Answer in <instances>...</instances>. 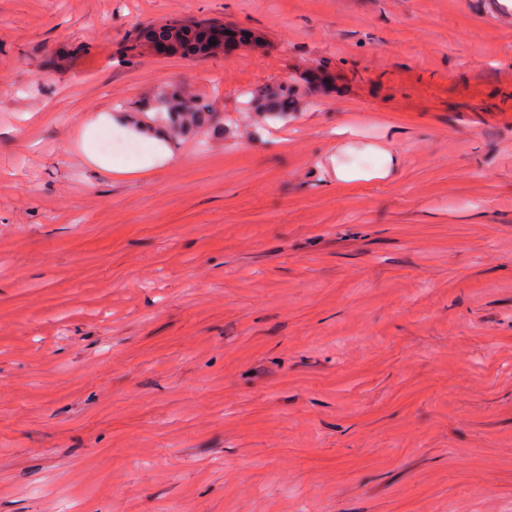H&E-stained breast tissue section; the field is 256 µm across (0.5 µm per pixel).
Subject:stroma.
<instances>
[{
  "instance_id": "stroma-1",
  "label": "stroma",
  "mask_w": 512,
  "mask_h": 512,
  "mask_svg": "<svg viewBox=\"0 0 512 512\" xmlns=\"http://www.w3.org/2000/svg\"><path fill=\"white\" fill-rule=\"evenodd\" d=\"M0 512H512V0H0ZM220 32L224 35V44L228 47H234L243 43L259 42L261 38L253 32L238 29L224 23L202 20H176L158 27L144 29L138 33L129 47V51L133 54L137 53L142 47H157L161 41H167L172 34L181 36L188 32ZM226 31H230V35H226ZM291 96L288 83H284L251 93L249 104L271 118L286 119L294 103ZM150 110L156 120L167 124L175 135L203 128L224 130V118L220 113L213 112L209 104L199 99L187 101L161 90L153 97Z\"/></svg>"
}]
</instances>
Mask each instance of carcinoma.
<instances>
[{"mask_svg": "<svg viewBox=\"0 0 512 512\" xmlns=\"http://www.w3.org/2000/svg\"><path fill=\"white\" fill-rule=\"evenodd\" d=\"M192 31L219 32L224 35V44L230 48L260 41V37L255 33L224 23L207 19L176 20L140 31L130 45L129 51L135 54L144 46L153 48L169 40L174 34L179 36ZM249 104L271 118L285 119L293 105V99L288 84L284 83L251 93ZM150 110L154 112L156 120L167 124L175 135L203 128L224 130V118L220 113L213 111L209 104L198 99L187 101L161 90L153 97Z\"/></svg>", "mask_w": 512, "mask_h": 512, "instance_id": "1", "label": "carcinoma"}]
</instances>
